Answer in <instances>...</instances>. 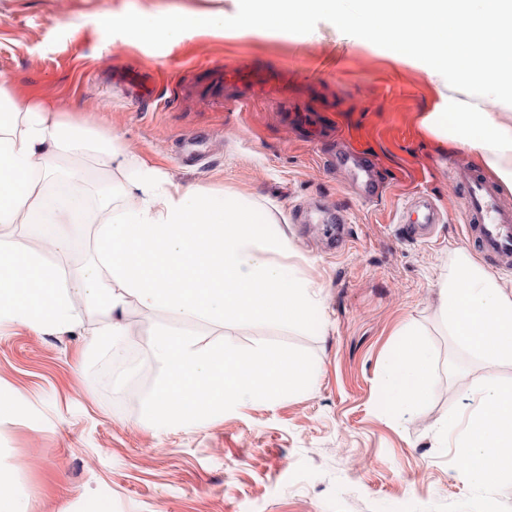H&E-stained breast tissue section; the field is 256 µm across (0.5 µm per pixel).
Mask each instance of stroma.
<instances>
[{
  "label": "stroma",
  "instance_id": "stroma-1",
  "mask_svg": "<svg viewBox=\"0 0 512 512\" xmlns=\"http://www.w3.org/2000/svg\"><path fill=\"white\" fill-rule=\"evenodd\" d=\"M231 0H0V82L22 102L111 130L174 185L240 193L320 290L315 321L199 322L198 343L239 347L276 342L310 352L314 391L251 403L198 429L142 423L158 369L154 327H179L171 313L131 304L123 322L147 367L113 373L108 343L90 346L102 316L65 335L0 331V389L23 411L0 423V468L25 493L27 512H512V489L469 480L456 448L438 434L452 413L468 414L487 381H512V367L479 361L448 336L435 306L436 281L459 249L461 194L437 161L466 158L421 125L437 98L419 68L394 63L383 34L336 28L318 14L288 28L198 32L182 40L127 41L103 23L123 13L232 10ZM134 63L164 77L152 109L122 96L109 78ZM258 63L288 86V99L224 104L188 95L216 69ZM290 112L328 119L331 136L305 138ZM371 155L386 176L378 200L358 195L345 146ZM436 200L449 222L426 241L403 240L396 212L407 197ZM94 225L67 255L28 226L11 228L26 247L74 269L89 257ZM413 323L434 354L422 406L386 408L382 371L397 330ZM470 369L455 379L451 366Z\"/></svg>",
  "mask_w": 512,
  "mask_h": 512
}]
</instances>
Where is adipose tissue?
I'll return each instance as SVG.
<instances>
[{
  "instance_id": "adipose-tissue-1",
  "label": "adipose tissue",
  "mask_w": 512,
  "mask_h": 512,
  "mask_svg": "<svg viewBox=\"0 0 512 512\" xmlns=\"http://www.w3.org/2000/svg\"><path fill=\"white\" fill-rule=\"evenodd\" d=\"M233 13L110 17L128 40L176 41L198 28L257 29L299 24L318 13L339 27L385 33L393 56L420 62L440 97L423 126L467 151L512 191V0H234ZM121 171V185L112 182ZM135 197L116 209L118 195ZM110 212L97 223V211ZM96 224L86 264L66 272L44 254L0 234V327L64 333L81 312L104 313L102 333L125 336L130 302L197 322L279 321L303 327L319 305L313 282L289 257L287 236L267 231L250 202L202 188L183 190L128 154L110 131L66 122L0 84V231L40 226L54 251L70 227ZM438 309L453 342L480 360L512 365V281L463 250L438 283ZM433 353L413 324L398 331L384 366L388 407L405 412L430 395ZM443 433L479 484L512 488V385L486 391Z\"/></svg>"
}]
</instances>
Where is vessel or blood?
<instances>
[{"instance_id": "b4317fda", "label": "vessel or blood", "mask_w": 512, "mask_h": 512, "mask_svg": "<svg viewBox=\"0 0 512 512\" xmlns=\"http://www.w3.org/2000/svg\"><path fill=\"white\" fill-rule=\"evenodd\" d=\"M211 80L216 92L227 89L243 100L279 98L283 95L280 84L268 78L265 70L253 66L220 70L212 75ZM112 82L143 103L151 104L159 99L157 81L138 70L114 75ZM448 172L454 186L462 190L465 196L460 221L467 242L498 269L512 270V204L504 200L491 181L467 164L449 161ZM413 207L422 211V220L416 224H401L399 233L407 240L426 239L432 227L439 223L441 210L435 202L426 198L415 201Z\"/></svg>"}]
</instances>
